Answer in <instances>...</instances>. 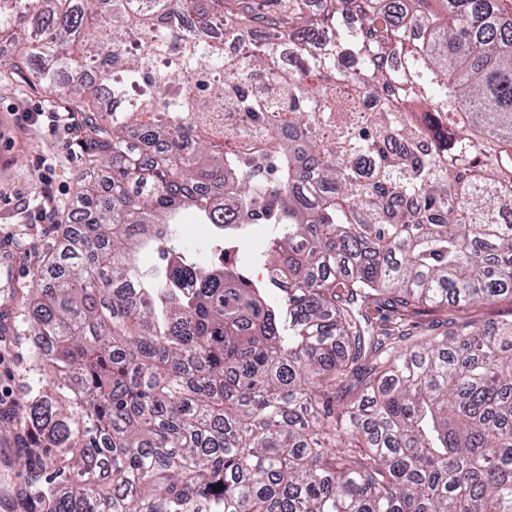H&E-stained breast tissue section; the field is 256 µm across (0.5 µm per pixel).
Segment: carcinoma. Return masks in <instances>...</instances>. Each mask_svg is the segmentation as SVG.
Instances as JSON below:
<instances>
[{"instance_id": "carcinoma-1", "label": "carcinoma", "mask_w": 512, "mask_h": 512, "mask_svg": "<svg viewBox=\"0 0 512 512\" xmlns=\"http://www.w3.org/2000/svg\"><path fill=\"white\" fill-rule=\"evenodd\" d=\"M0 0L64 86L80 179L24 322L11 436L39 512H512V319L379 334L365 305L512 297V19L492 0ZM109 19L108 33L98 16ZM185 209L215 236L168 248ZM267 230L266 278L234 255ZM163 267L144 272L142 246Z\"/></svg>"}]
</instances>
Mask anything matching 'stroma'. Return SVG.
Wrapping results in <instances>:
<instances>
[{"label":"stroma","instance_id":"35a3bbf8","mask_svg":"<svg viewBox=\"0 0 512 512\" xmlns=\"http://www.w3.org/2000/svg\"><path fill=\"white\" fill-rule=\"evenodd\" d=\"M14 54L11 43L0 41V234L6 236L23 262L17 280L0 278V300L12 297L25 311L36 285L35 276L66 233L60 224L70 208L78 176L100 181L104 175L90 171L80 142L84 130L70 121L65 89L32 88L5 80ZM38 113L28 122L26 113ZM378 308L384 316H402L411 332L430 335L451 329L453 322L480 326L512 319V299L468 308L452 314L442 310L397 311L386 302ZM28 336L0 335V431L9 430L21 383L27 377ZM18 448L0 439V512H25V492L32 474L17 463Z\"/></svg>","mask_w":512,"mask_h":512}]
</instances>
